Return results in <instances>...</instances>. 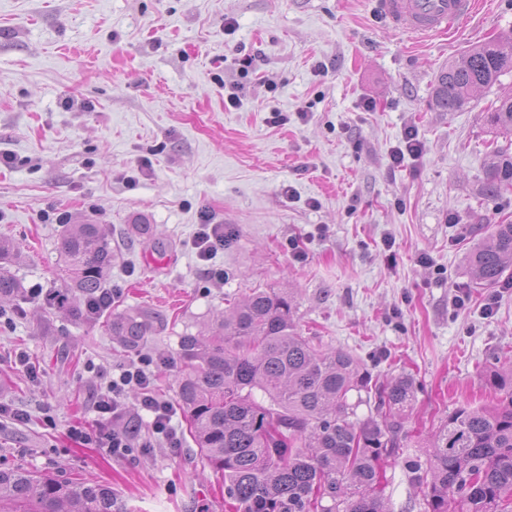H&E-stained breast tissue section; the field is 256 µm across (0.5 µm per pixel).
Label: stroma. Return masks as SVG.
Listing matches in <instances>:
<instances>
[{
	"label": "stroma",
	"instance_id": "35a3bbf8",
	"mask_svg": "<svg viewBox=\"0 0 512 512\" xmlns=\"http://www.w3.org/2000/svg\"><path fill=\"white\" fill-rule=\"evenodd\" d=\"M510 29L512 0L419 41L387 29L373 0H0V236L22 247L11 271L24 286L0 302V404L28 414L0 416V466L108 484L118 512H227L183 415L180 447L144 423V447L120 459L68 432L99 423L107 372L141 355L153 394L176 402L180 336L254 290L289 291L305 335L375 379L412 374L384 505L424 512L408 462L426 460L449 411L496 404L483 368L512 361V286L477 287L466 262L512 223V190L485 188L493 150L512 154L489 119L512 73L457 112L435 111L431 91L442 65ZM410 130L422 153L392 165ZM205 212L229 237L208 261L192 247ZM83 219L112 240L113 310L165 321L140 352L105 320L75 318L79 294L53 299L59 234ZM143 222L150 235L134 232Z\"/></svg>",
	"mask_w": 512,
	"mask_h": 512
}]
</instances>
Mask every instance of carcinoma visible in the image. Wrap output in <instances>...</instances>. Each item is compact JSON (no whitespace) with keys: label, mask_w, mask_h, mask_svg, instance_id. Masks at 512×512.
<instances>
[{"label":"carcinoma","mask_w":512,"mask_h":512,"mask_svg":"<svg viewBox=\"0 0 512 512\" xmlns=\"http://www.w3.org/2000/svg\"><path fill=\"white\" fill-rule=\"evenodd\" d=\"M512 71V33L474 46L436 74L431 106L457 112L474 92ZM491 122L512 133V95L498 98ZM487 192L512 189V155L495 151ZM59 251L66 289L85 299L80 317L107 310L92 302L112 269V239L101 225L70 224ZM21 246L0 237V299L18 295L10 271ZM476 284L494 288L512 278V224H497L468 254ZM292 295L255 290L216 316L206 336L180 337L178 403L202 459L224 481L236 512H385L383 473L403 439L416 389L402 374L385 384L350 352L322 349L303 335ZM157 319L139 311L109 314L112 336L136 351ZM499 403L461 405L438 427L426 465L409 467L425 512H512V364L487 366ZM357 401L351 402L352 395ZM374 402L364 419L357 408ZM112 487L96 481L0 468V512H112Z\"/></svg>","instance_id":"cac0c4a2"}]
</instances>
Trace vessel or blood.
Wrapping results in <instances>:
<instances>
[{
    "mask_svg": "<svg viewBox=\"0 0 512 512\" xmlns=\"http://www.w3.org/2000/svg\"><path fill=\"white\" fill-rule=\"evenodd\" d=\"M375 5L388 28L419 39L448 31L473 15L477 0H375Z\"/></svg>",
    "mask_w": 512,
    "mask_h": 512,
    "instance_id": "vessel-or-blood-1",
    "label": "vessel or blood"
}]
</instances>
